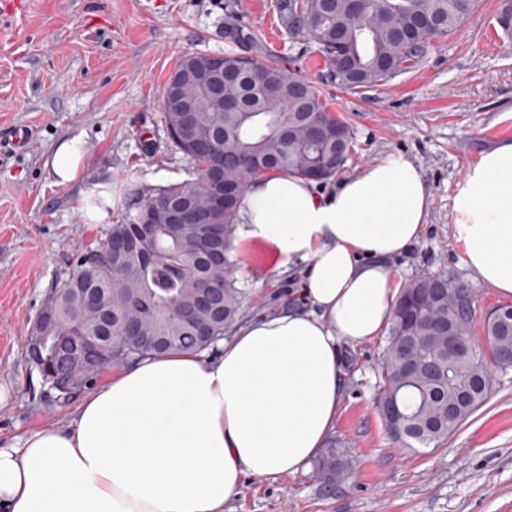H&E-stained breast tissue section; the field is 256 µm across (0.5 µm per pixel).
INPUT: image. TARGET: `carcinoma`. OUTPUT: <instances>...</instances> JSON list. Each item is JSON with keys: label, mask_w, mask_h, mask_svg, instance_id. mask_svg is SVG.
I'll return each instance as SVG.
<instances>
[{"label": "carcinoma", "mask_w": 512, "mask_h": 512, "mask_svg": "<svg viewBox=\"0 0 512 512\" xmlns=\"http://www.w3.org/2000/svg\"><path fill=\"white\" fill-rule=\"evenodd\" d=\"M477 0H367L363 11L351 0H280L282 22L292 35L305 33L323 54L329 79L317 84L274 63L260 60L265 48L251 27L230 20L224 38L243 53H224L215 92L194 82L177 83L182 71L208 59L185 55L167 87L178 84L180 99L195 111L163 109L172 142L189 159L191 178L169 185L144 201L165 217L169 211L208 212L207 224L160 222L145 232L138 214L113 224L103 244L81 253L59 280L44 306L59 314L49 332L48 353L69 352L78 334L98 338L91 366H80L58 381L56 391L72 397L87 389L105 368L169 350H197L224 338L238 323L242 290L234 276L233 240L237 205L249 182L270 172L322 179L336 176L352 147L347 122L330 107L322 85L355 90L383 84L420 65L436 41L459 29ZM232 190L224 209L209 210L214 176ZM125 247L112 262L109 243ZM425 275L404 284L389 323L379 370L376 407L393 400L402 430L392 436L410 450L438 448L474 413L467 410L448 428V404L472 393L482 406L493 388L489 365L499 350L512 348V324L500 327L487 314L484 345L476 360H448L441 350L448 327L469 335L473 315L467 289ZM208 288L221 290L215 307L200 309ZM320 480L347 477L346 449L328 448L314 461Z\"/></svg>", "instance_id": "carcinoma-1"}]
</instances>
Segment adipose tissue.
Listing matches in <instances>:
<instances>
[{"label": "adipose tissue", "mask_w": 512, "mask_h": 512, "mask_svg": "<svg viewBox=\"0 0 512 512\" xmlns=\"http://www.w3.org/2000/svg\"><path fill=\"white\" fill-rule=\"evenodd\" d=\"M430 197L400 153L330 189L276 171L252 181L238 235L306 263L301 305L242 323L216 351L130 363L66 424L0 444V512H224L245 476L297 473L335 426L343 346L390 322V262L421 237ZM453 220L470 272L512 297V142L468 170Z\"/></svg>", "instance_id": "obj_1"}]
</instances>
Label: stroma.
<instances>
[{
    "label": "stroma",
    "instance_id": "stroma-1",
    "mask_svg": "<svg viewBox=\"0 0 512 512\" xmlns=\"http://www.w3.org/2000/svg\"><path fill=\"white\" fill-rule=\"evenodd\" d=\"M278 0H0V141L30 131L20 152L0 150V442L66 423L76 398L61 399L25 353V338L54 283L79 251L144 196L188 177L173 145L162 98L179 59L220 54L228 18L247 21L266 59L310 78L323 58L305 35L289 34ZM512 0H478L464 25L436 42L422 63L387 83L325 87L353 137L350 176L389 152L420 167L431 194L425 231L392 267L400 281L447 276L475 301V322L505 299L464 263L452 216L467 170L512 140ZM79 139L83 173L59 183L57 145ZM246 295L242 316L299 302L302 266H283L263 241L235 249ZM385 337L345 348L344 398L332 439L354 459L345 482L326 487L304 467L291 476L245 478L224 512H512V367L493 371V393L448 441L416 451L395 445L373 406Z\"/></svg>",
    "mask_w": 512,
    "mask_h": 512
}]
</instances>
